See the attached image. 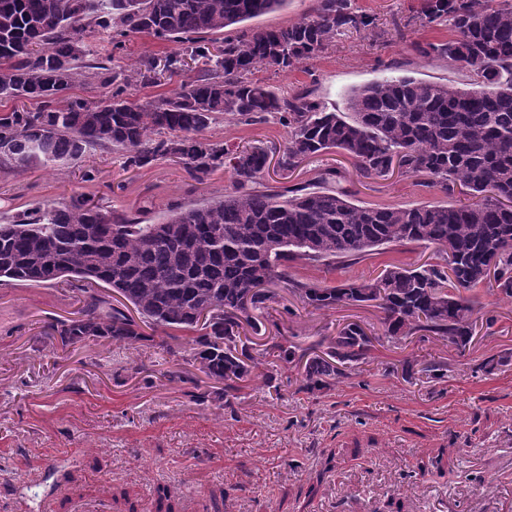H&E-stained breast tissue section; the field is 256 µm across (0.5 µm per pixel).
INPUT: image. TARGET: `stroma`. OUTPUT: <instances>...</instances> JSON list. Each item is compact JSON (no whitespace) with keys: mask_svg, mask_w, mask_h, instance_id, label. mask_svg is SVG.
Returning <instances> with one entry per match:
<instances>
[{"mask_svg":"<svg viewBox=\"0 0 512 512\" xmlns=\"http://www.w3.org/2000/svg\"><path fill=\"white\" fill-rule=\"evenodd\" d=\"M376 19L372 34H337L318 55L288 72L263 67L253 81L276 90L305 88L327 107L344 110L354 88L388 76L460 85L465 70L415 52L414 43L449 36L447 26L414 22L420 0H353ZM85 41L91 58L113 56L115 71L164 63L176 44L137 34L113 54L107 34ZM210 139L269 153L266 181L304 183L335 168L361 206L454 203L458 194L420 178L361 176L353 160L331 150L291 171L280 165L287 130L271 118L244 125L218 119ZM232 173L203 182L181 164L158 161L128 168L120 152L90 150L81 162L19 173L0 167V218L43 201L84 195L109 209L154 222L168 204L222 196ZM432 249L392 245L339 268L293 263L298 280L333 287L377 276L388 265L418 266ZM255 343L295 337L308 347L350 322L375 336L374 359L361 373L316 394L299 389L301 370L267 356L276 388L250 382L232 406L191 399L189 374L204 375L156 346L87 340L67 347L45 336L48 324L80 303L65 283L0 282V512H512V302L479 293L480 321L465 351L428 334L394 345L373 304L306 306L287 285L270 284ZM508 356L494 373L478 369ZM411 360L406 381L387 374ZM440 361L439 379L422 374Z\"/></svg>","mask_w":512,"mask_h":512,"instance_id":"obj_1","label":"stroma"}]
</instances>
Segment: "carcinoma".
<instances>
[{
    "label": "carcinoma",
    "mask_w": 512,
    "mask_h": 512,
    "mask_svg": "<svg viewBox=\"0 0 512 512\" xmlns=\"http://www.w3.org/2000/svg\"><path fill=\"white\" fill-rule=\"evenodd\" d=\"M288 0H0V101L28 99L40 108L0 109V166L25 172L79 161L98 146L124 153L126 166L161 159L180 163L201 182L232 171L231 190L203 203L177 204L160 220L117 213L78 196L43 203L0 222V278L40 285L62 277L84 283L81 307L47 326L63 346L90 338L132 345L152 341L144 328L179 331L187 363L216 384L198 402L232 405L258 371L264 353L240 336L261 330L254 312L280 281L315 310L373 302L388 341L401 345L427 332L464 351L474 335L478 292L512 301V0H421L419 26L445 24L447 39L417 44L423 57L465 69V86L408 76L350 92L346 111L292 96L248 78L258 67L288 72L322 52L345 29L372 32L374 19L351 0H318L287 27L231 36L235 26L282 9ZM123 39L147 34L187 46L202 64L181 90L140 102L105 61L86 60L91 30ZM90 75L112 93L104 102L67 95ZM276 113L287 129L281 165L292 170L338 149L367 178L399 173L427 187L458 186L468 202L367 207L332 184L264 183L268 152L233 150L206 131L221 116L246 124ZM434 247V261L391 265L377 277L324 288L288 274V263L348 266L380 247ZM121 295L139 318L112 304ZM280 360L303 365L301 389L330 390L374 359L364 328L347 324L299 350L275 342Z\"/></svg>",
    "instance_id": "carcinoma-1"
}]
</instances>
